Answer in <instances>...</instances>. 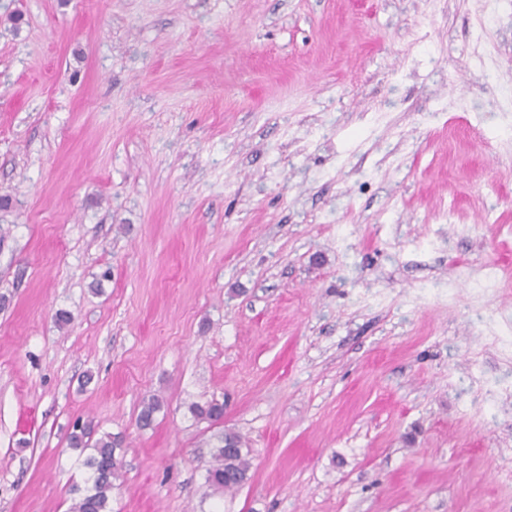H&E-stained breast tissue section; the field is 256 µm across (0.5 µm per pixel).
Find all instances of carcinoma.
<instances>
[{"label": "carcinoma", "instance_id": "cac0c4a2", "mask_svg": "<svg viewBox=\"0 0 512 512\" xmlns=\"http://www.w3.org/2000/svg\"><path fill=\"white\" fill-rule=\"evenodd\" d=\"M160 407L161 401L157 397L143 401L137 419L140 429L152 427ZM190 412L198 420L217 422L224 417V404L214 400L195 402L190 405ZM216 441L213 461L206 472V483L215 492L230 491L249 479L250 462L244 453L245 441L233 428L224 429ZM68 442L72 449L82 453L90 450L81 460V466L87 472L84 484H75L71 488L74 495L71 512H112L110 500L113 480L120 475L122 440L107 433L93 442L91 431L76 424Z\"/></svg>", "mask_w": 512, "mask_h": 512}]
</instances>
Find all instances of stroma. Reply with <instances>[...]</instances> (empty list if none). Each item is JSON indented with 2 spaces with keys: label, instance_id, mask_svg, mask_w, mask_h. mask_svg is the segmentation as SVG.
Listing matches in <instances>:
<instances>
[{
  "label": "stroma",
  "instance_id": "1",
  "mask_svg": "<svg viewBox=\"0 0 512 512\" xmlns=\"http://www.w3.org/2000/svg\"><path fill=\"white\" fill-rule=\"evenodd\" d=\"M0 196V512H512V0H0ZM91 431L85 426L76 423L68 436L69 446L91 452L80 462L86 469L87 477L84 485L75 484L71 488L74 502L71 512H112L110 500L112 498L113 480L120 475L122 440L107 433L91 444ZM213 446V461L206 472V483L215 492L233 490L249 479L250 462L244 453L245 441L233 428H225Z\"/></svg>",
  "mask_w": 512,
  "mask_h": 512
}]
</instances>
